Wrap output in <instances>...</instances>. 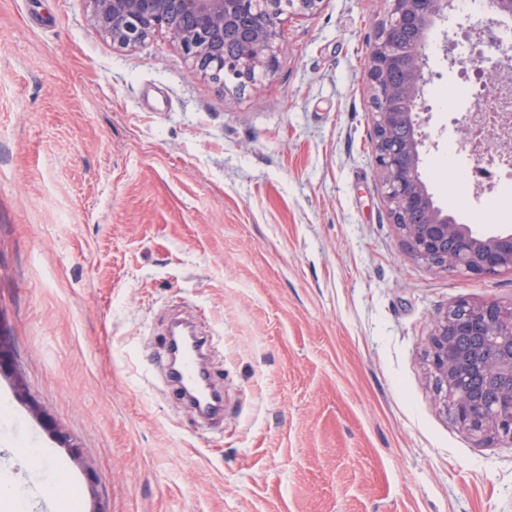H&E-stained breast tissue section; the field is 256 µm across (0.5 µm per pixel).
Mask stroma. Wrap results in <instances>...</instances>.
I'll list each match as a JSON object with an SVG mask.
<instances>
[{"label":"stroma","mask_w":512,"mask_h":512,"mask_svg":"<svg viewBox=\"0 0 512 512\" xmlns=\"http://www.w3.org/2000/svg\"><path fill=\"white\" fill-rule=\"evenodd\" d=\"M386 0L291 20L270 77L194 75L167 34L127 50L88 0H0V472L55 512H512V444L463 430L425 343L449 305L512 304V274L415 262L372 157L367 60ZM418 120L436 205L483 233L448 161L461 69ZM201 314L224 390L207 429L167 379L166 321ZM22 378L28 397L16 391ZM44 411L80 448L41 426ZM47 448L28 466L29 447Z\"/></svg>","instance_id":"stroma-1"}]
</instances>
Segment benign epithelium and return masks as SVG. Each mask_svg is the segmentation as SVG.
Returning <instances> with one entry per match:
<instances>
[{"mask_svg":"<svg viewBox=\"0 0 512 512\" xmlns=\"http://www.w3.org/2000/svg\"><path fill=\"white\" fill-rule=\"evenodd\" d=\"M323 0H89L95 25L123 48L164 32L196 71L223 86L272 76L295 16ZM368 57L373 92L372 153L388 212L409 254L440 272L482 278L512 273V232L480 236L438 207L419 177L420 130L414 107L430 80L428 34L449 0H386ZM407 71L395 86L388 74ZM423 212L416 221L414 214ZM454 250L448 251V242ZM430 376L443 402L454 398L457 421L488 440L512 443V307L458 301L435 321L426 342Z\"/></svg>","mask_w":512,"mask_h":512,"instance_id":"1","label":"benign epithelium"}]
</instances>
